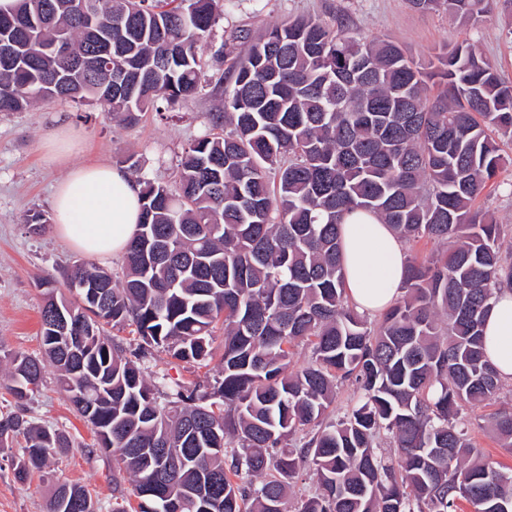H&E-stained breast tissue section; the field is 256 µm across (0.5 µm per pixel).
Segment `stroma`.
Masks as SVG:
<instances>
[{
	"label": "stroma",
	"instance_id": "35a3bbf8",
	"mask_svg": "<svg viewBox=\"0 0 512 512\" xmlns=\"http://www.w3.org/2000/svg\"><path fill=\"white\" fill-rule=\"evenodd\" d=\"M488 8L486 16L464 21L441 8L414 9L409 0H241L215 27L201 57L208 73L222 72L237 54V30L257 34L283 19L306 15L347 35L392 40L417 60L461 44L472 46L512 85V0H489ZM218 104V91L208 86L167 118L149 111L131 127L70 100L0 113V356L39 353L44 295L37 283L47 278L64 289L71 267L81 258L57 236L54 224L38 233L28 227L32 214H51L53 188L64 175L63 167L44 163V140L59 123H70L81 135L73 162L95 160L116 167L131 155L137 162L133 180L171 185L184 149L210 133L209 115ZM476 205L494 213L498 223L512 225V165H503ZM509 402L512 395L501 394L491 404L470 410L467 420L474 447L512 467V450L499 446L490 424L491 415ZM28 409L41 425L69 435L72 446L53 459L51 475L33 473L24 485L15 481L12 466L22 440L0 451V512H36L38 503L65 482L85 486L100 512H112V456L92 452L94 433L73 413L53 367H46Z\"/></svg>",
	"mask_w": 512,
	"mask_h": 512
}]
</instances>
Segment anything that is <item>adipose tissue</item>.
<instances>
[{"instance_id": "obj_1", "label": "adipose tissue", "mask_w": 512, "mask_h": 512, "mask_svg": "<svg viewBox=\"0 0 512 512\" xmlns=\"http://www.w3.org/2000/svg\"><path fill=\"white\" fill-rule=\"evenodd\" d=\"M79 137L70 127L58 129L50 162L68 165L57 182L52 209L58 235L93 258L123 252L140 219L139 185L109 164L69 166ZM342 257L348 300L357 310L381 313L401 296L406 253L388 225L364 211L345 215L341 225ZM485 355L502 380L512 382V285L502 284L484 320Z\"/></svg>"}]
</instances>
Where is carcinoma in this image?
<instances>
[{"mask_svg":"<svg viewBox=\"0 0 512 512\" xmlns=\"http://www.w3.org/2000/svg\"><path fill=\"white\" fill-rule=\"evenodd\" d=\"M236 0H17L0 13V112L56 98L98 107L126 126L160 117L207 85L200 48ZM442 4L469 19L485 0ZM217 81L218 132L190 143L171 187L143 183L141 220L121 274L74 265L71 301L49 280L41 355L16 354L0 412V448L21 436L17 482L70 448L25 405L45 363L73 412L112 450V512H286L302 466L318 491L301 512H512V468L467 438L465 411L505 383L484 356L481 324L512 280L505 227L474 207L512 141V85L469 47L429 68L382 39L307 18L254 37ZM57 41L66 55L43 48ZM112 42V56L76 66ZM376 214L404 242L449 245L408 259L399 300L373 324L345 295L340 225ZM84 320L82 339L59 315ZM127 328L135 342L105 337ZM224 345L216 375L147 378L158 353L200 370ZM309 361L289 369L294 347ZM357 399L331 416L338 385ZM493 432L512 448V410ZM389 438L397 454L380 448ZM134 483L131 507L118 475ZM40 512H99L79 484L57 485Z\"/></svg>","mask_w":512,"mask_h":512,"instance_id":"obj_1","label":"carcinoma"}]
</instances>
